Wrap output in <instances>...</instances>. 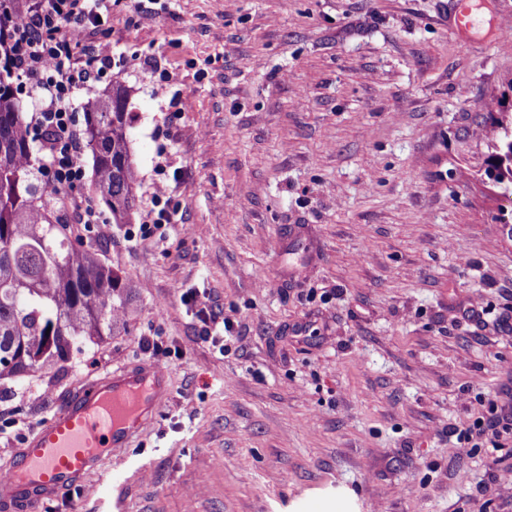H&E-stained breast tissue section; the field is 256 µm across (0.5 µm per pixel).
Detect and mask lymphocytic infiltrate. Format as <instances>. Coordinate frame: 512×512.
Segmentation results:
<instances>
[{
  "instance_id": "obj_1",
  "label": "lymphocytic infiltrate",
  "mask_w": 512,
  "mask_h": 512,
  "mask_svg": "<svg viewBox=\"0 0 512 512\" xmlns=\"http://www.w3.org/2000/svg\"><path fill=\"white\" fill-rule=\"evenodd\" d=\"M111 9L112 0H25L15 19L0 26L6 65L35 102L29 126L53 134L37 149L44 184L76 223L86 225L103 218L76 192L84 179L83 137L72 103L78 91L112 67L110 41L84 44L86 28L103 23Z\"/></svg>"
}]
</instances>
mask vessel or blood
Segmentation results:
<instances>
[{"instance_id":"1","label":"vessel or blood","mask_w":512,"mask_h":512,"mask_svg":"<svg viewBox=\"0 0 512 512\" xmlns=\"http://www.w3.org/2000/svg\"><path fill=\"white\" fill-rule=\"evenodd\" d=\"M168 393V374L156 364L87 382L28 438L0 478V503L40 512L77 486L103 456L128 447Z\"/></svg>"}]
</instances>
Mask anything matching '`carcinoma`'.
<instances>
[{"mask_svg":"<svg viewBox=\"0 0 512 512\" xmlns=\"http://www.w3.org/2000/svg\"><path fill=\"white\" fill-rule=\"evenodd\" d=\"M485 175L512 195V113L491 117ZM92 191L128 224L138 202L127 94L106 89L84 112ZM13 83L0 74V381L45 372L123 323L130 280L72 235L50 207Z\"/></svg>","mask_w":512,"mask_h":512,"instance_id":"cac0c4a2","label":"carcinoma"}]
</instances>
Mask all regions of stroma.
Returning a JSON list of instances; mask_svg holds the SVG:
<instances>
[{
    "instance_id": "stroma-1",
    "label": "stroma",
    "mask_w": 512,
    "mask_h": 512,
    "mask_svg": "<svg viewBox=\"0 0 512 512\" xmlns=\"http://www.w3.org/2000/svg\"><path fill=\"white\" fill-rule=\"evenodd\" d=\"M167 0L113 6L142 198L76 225L133 284L126 321L62 370L0 387V471L89 380L147 361L169 393L48 512H512V206L486 179L512 87V0ZM178 98V110L168 103ZM176 221L145 237L160 153ZM232 327L221 352L181 302ZM158 336L165 352L146 350ZM483 435L484 429L482 423L481 421H477L472 428L456 437V441L452 442V445L448 448V452L454 455H464L469 445H471L470 448H477L479 446V441L482 439Z\"/></svg>"
}]
</instances>
